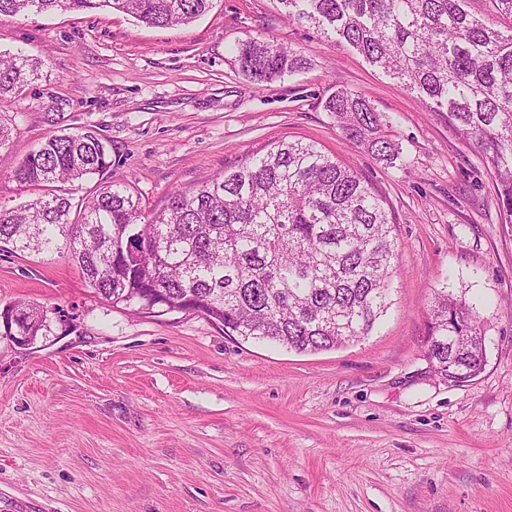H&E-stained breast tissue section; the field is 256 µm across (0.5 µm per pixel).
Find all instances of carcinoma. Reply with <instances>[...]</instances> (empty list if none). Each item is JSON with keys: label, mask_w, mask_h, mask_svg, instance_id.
Returning a JSON list of instances; mask_svg holds the SVG:
<instances>
[{"label": "carcinoma", "mask_w": 512, "mask_h": 512, "mask_svg": "<svg viewBox=\"0 0 512 512\" xmlns=\"http://www.w3.org/2000/svg\"><path fill=\"white\" fill-rule=\"evenodd\" d=\"M288 18L345 42L385 75L443 112L474 145L496 182L501 223L512 225V26L492 27L467 0H274ZM213 0H0V19L104 7L156 28L185 25ZM235 62L254 82L304 69L301 53L275 41L238 44ZM41 63L0 54V99L20 95ZM347 139L391 161L401 146L389 120L362 95L338 89L325 102ZM112 167L106 141L83 129L53 135L13 171L21 187H51L20 208L0 209V242L12 251L68 247L84 278L114 306L156 314L191 302L224 335L295 352L330 350L369 335L389 308L395 242L382 198L313 143L280 141L239 169L142 221L140 199L105 181L75 205L65 185ZM26 335L49 332L48 310L5 305ZM18 326V327H20ZM13 327V332H18ZM442 376L479 373L486 361L479 315L435 292L426 336Z\"/></svg>", "instance_id": "cac0c4a2"}]
</instances>
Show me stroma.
Wrapping results in <instances>:
<instances>
[{"instance_id": "1", "label": "stroma", "mask_w": 512, "mask_h": 512, "mask_svg": "<svg viewBox=\"0 0 512 512\" xmlns=\"http://www.w3.org/2000/svg\"><path fill=\"white\" fill-rule=\"evenodd\" d=\"M252 38L307 68L251 81L231 50ZM0 51L44 63L0 100L1 207L32 198L10 178L31 150L83 128L109 140L146 220L174 190L303 140L382 196L398 270L373 333L297 353L195 313L112 306L67 249L1 250L0 304L64 317L24 348L0 338V512H512V226L446 116L272 0H215L166 29L108 8L4 19ZM339 88L387 117L397 160L345 138L324 108ZM443 286L484 321L486 365L459 383L425 345Z\"/></svg>"}]
</instances>
